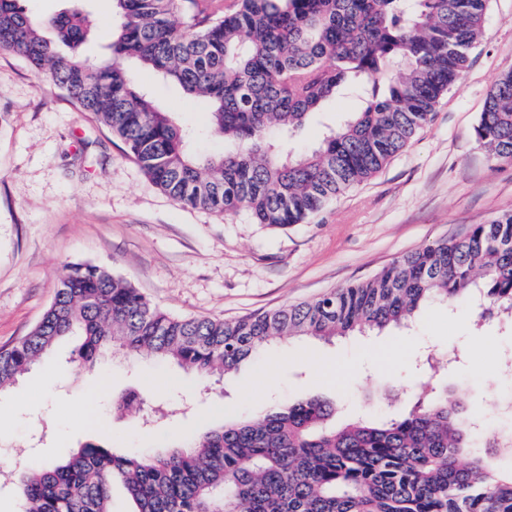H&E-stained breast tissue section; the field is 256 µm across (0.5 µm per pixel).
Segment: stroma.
Wrapping results in <instances>:
<instances>
[{"label":"stroma","instance_id":"obj_1","mask_svg":"<svg viewBox=\"0 0 512 512\" xmlns=\"http://www.w3.org/2000/svg\"><path fill=\"white\" fill-rule=\"evenodd\" d=\"M40 17L77 10L89 19L85 55L108 58L112 0H22ZM512 68V0H489L484 32L458 87L432 121L375 176L309 223L271 227L246 214L191 210L163 194L128 148L94 115L24 59L0 52V347L25 336L53 300L69 263L104 266L154 306L181 317L237 319L367 280L435 240L512 212V165L494 166L475 136L498 75ZM155 103L195 132L193 152H223L207 135L208 106L179 86L135 69ZM358 105L348 93L295 138L303 152ZM469 300L427 310L414 327L385 335L292 339L231 378H201L144 354H105L95 370L73 361L80 337H64L19 382L0 391V512H17L18 464L50 462L86 441L123 454L172 446L222 424L228 409L260 413L310 395L339 400L344 416L396 417L408 399L385 385L433 381L464 394L493 429L512 431V326L474 330ZM434 354L438 372L417 368ZM138 393L176 416L146 426L112 402Z\"/></svg>","mask_w":512,"mask_h":512}]
</instances>
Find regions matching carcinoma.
<instances>
[{
  "label": "carcinoma",
  "mask_w": 512,
  "mask_h": 512,
  "mask_svg": "<svg viewBox=\"0 0 512 512\" xmlns=\"http://www.w3.org/2000/svg\"><path fill=\"white\" fill-rule=\"evenodd\" d=\"M112 60L63 55L78 13L33 18L0 0V51L25 58L130 150L180 205L255 224H304L373 177L431 121L482 34L488 0H113ZM132 61L209 103L207 133L224 153L201 157L194 133L135 86ZM361 105L311 150L293 138L344 91ZM475 134L492 163L512 164V69L500 73ZM477 300L476 323L512 318V213L403 255L373 278L235 320L172 316L105 267L74 263L40 323L0 348V390L63 336H84L75 362L111 348L147 353L200 377L229 375L272 344L407 328L418 312ZM337 402L310 396L232 415L152 455L87 442L56 462L17 469L19 512H112L119 480L130 512H512V435L472 427L466 398L414 395L398 418L332 423ZM139 415L136 393L115 404Z\"/></svg>",
  "instance_id": "obj_1"
}]
</instances>
